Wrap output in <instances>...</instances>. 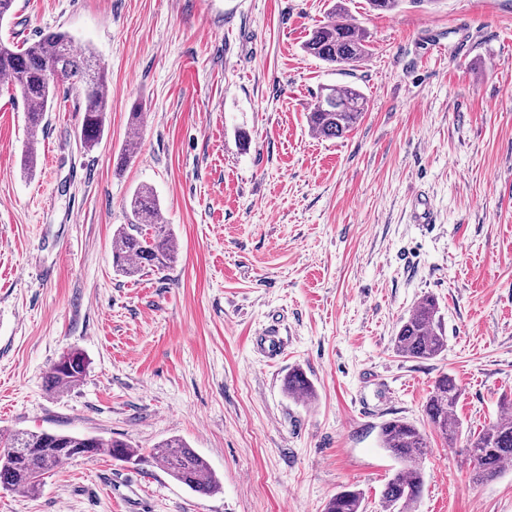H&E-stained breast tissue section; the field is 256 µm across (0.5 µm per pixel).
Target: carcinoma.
Returning a JSON list of instances; mask_svg holds the SVG:
<instances>
[{
    "label": "carcinoma",
    "instance_id": "1",
    "mask_svg": "<svg viewBox=\"0 0 512 512\" xmlns=\"http://www.w3.org/2000/svg\"><path fill=\"white\" fill-rule=\"evenodd\" d=\"M347 15L340 0L330 12V20L312 31L304 50L328 64L354 66L362 62L368 55L365 34L357 24L345 19ZM48 69L56 70L59 80L77 88L91 82V95L83 97L76 111L82 113L77 138L83 149L92 150L102 141L109 112L107 72L93 51L76 50L65 32H50L22 46L10 37L0 38V77L19 88L32 136L43 130L45 114L54 98L55 82L43 79ZM367 108L360 90L327 86L307 113V122L313 132L324 138H340L362 120ZM127 209L128 223L120 225L113 238V267L127 277L138 276L147 269L169 268L177 255V246L167 225L158 223L160 204L153 190L139 187L129 199ZM392 345L397 354L410 359H434L445 351L448 337L434 297L426 296L413 307L401 321ZM62 357L69 361L70 369L51 366L46 374V386L51 390L72 387L86 375L88 363L80 352L66 351ZM283 386L292 397L310 398L314 394L311 381L300 368L288 371ZM460 395L455 378L443 373L435 379L424 409L428 422L450 446L455 444L460 431L455 415ZM504 407V413L495 421L466 440L465 451L476 484L498 477L505 463L512 461V399L505 401ZM379 437L382 447L399 464L385 484L383 500L396 512H414L424 486L421 462L428 454L427 438L414 424L400 418L384 422ZM65 448H90L94 455L106 448L115 460L133 465L143 461L138 450L121 440L15 430L0 433V489L36 495L43 476L71 459L63 452ZM150 457L173 479L196 493L212 495L221 490V483L208 463L180 439L158 445ZM324 512H364L363 494L344 489L328 500Z\"/></svg>",
    "mask_w": 512,
    "mask_h": 512
}]
</instances>
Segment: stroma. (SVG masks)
Returning <instances> with one entry per match:
<instances>
[{
	"mask_svg": "<svg viewBox=\"0 0 512 512\" xmlns=\"http://www.w3.org/2000/svg\"><path fill=\"white\" fill-rule=\"evenodd\" d=\"M332 3L17 0L0 23L20 41L68 33L110 78L89 152L78 92L57 83L30 173L25 103L0 83V431L145 454L177 437L222 483L204 496L151 461L77 457L35 496L0 490V512H323L346 488L384 512L396 463L378 435L393 418L430 444L415 512H512V467L474 486L424 414L443 372L461 389V436L512 396V0H404L389 13L346 0L370 47L354 68L303 49ZM326 85L368 100L341 138L307 125ZM144 185L178 254L129 279L112 235ZM419 198L434 223L417 222ZM427 295L448 347L402 357L392 338ZM272 330L285 341L273 360L254 344ZM70 349L85 378L47 389ZM294 367L314 399L284 392Z\"/></svg>",
	"mask_w": 512,
	"mask_h": 512,
	"instance_id": "1",
	"label": "stroma"
}]
</instances>
